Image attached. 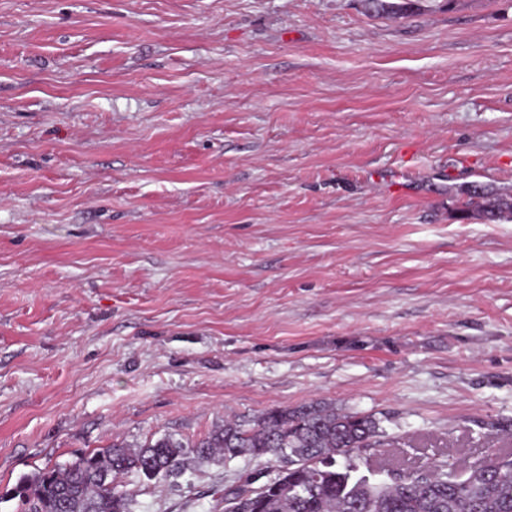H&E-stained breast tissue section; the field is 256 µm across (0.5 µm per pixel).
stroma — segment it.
<instances>
[{"label":"stroma","mask_w":512,"mask_h":512,"mask_svg":"<svg viewBox=\"0 0 512 512\" xmlns=\"http://www.w3.org/2000/svg\"><path fill=\"white\" fill-rule=\"evenodd\" d=\"M0 0V512L114 444L313 402L409 469L512 429V0ZM257 462L125 477L216 512ZM419 0H364L368 13L392 20L405 19L419 9ZM466 194L468 200L462 208L464 214H472L484 224L512 220L511 200L476 186Z\"/></svg>","instance_id":"35a3bbf8"}]
</instances>
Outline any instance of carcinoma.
Wrapping results in <instances>:
<instances>
[{"label": "carcinoma", "mask_w": 512, "mask_h": 512, "mask_svg": "<svg viewBox=\"0 0 512 512\" xmlns=\"http://www.w3.org/2000/svg\"><path fill=\"white\" fill-rule=\"evenodd\" d=\"M368 13L405 19L419 0H364ZM462 212L484 224L512 220V201L482 188L467 192ZM383 445L380 421L325 404L275 407L249 423L224 420L189 446L171 436L138 448L114 444L65 465L22 476L6 491L21 512H132L135 491L120 479L136 474L169 481L189 455L230 462L266 459L268 467L239 478L217 499L221 512H512V453L459 463L442 459L420 477L391 462L357 460Z\"/></svg>", "instance_id": "1"}]
</instances>
